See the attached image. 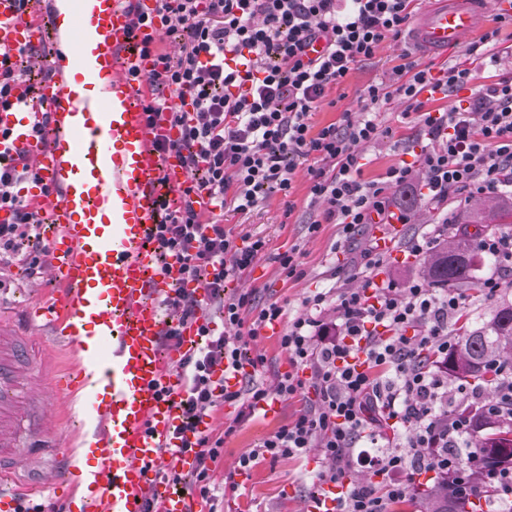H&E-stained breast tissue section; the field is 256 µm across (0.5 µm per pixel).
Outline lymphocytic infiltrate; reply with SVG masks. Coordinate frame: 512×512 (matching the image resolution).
Instances as JSON below:
<instances>
[{
    "label": "lymphocytic infiltrate",
    "mask_w": 512,
    "mask_h": 512,
    "mask_svg": "<svg viewBox=\"0 0 512 512\" xmlns=\"http://www.w3.org/2000/svg\"><path fill=\"white\" fill-rule=\"evenodd\" d=\"M412 0H125L131 32L139 52L153 58L145 110L165 116L180 130L178 141L155 140L161 156L177 153L193 176L179 190L177 209L162 208L153 230L160 275L179 270L200 283L206 301L184 288L164 295L170 313L160 340L179 344L183 326L196 325L199 346L175 364L181 379L178 407L182 422L172 438L173 450L194 457V487L202 501H213L212 467L224 438L203 428V417L220 403L238 406V420L252 417L269 397L291 398L313 389L317 403L239 456L238 470L257 459L273 461L306 455L319 448L327 466L320 484H337L333 512H387L390 503L408 496V471L423 463L468 483L448 448L468 449L469 420L447 414L452 397L434 366L451 347L449 321L464 305L457 290L440 291L417 280L399 288L377 283L385 254L369 247L360 256L362 284L338 286L332 295L315 294L304 309L286 317L283 306L255 302L252 290L230 289L267 247L265 238L236 239L223 226L224 207L247 214L272 193L291 195L297 161L314 157L308 167L309 207L316 217L309 232L335 224L350 238L375 217L390 216L391 192L411 185L423 172L431 204L447 209L449 196L467 199L512 188V78L503 77L472 94L468 105L453 98L473 80L470 68L453 65L440 75L419 67L405 48ZM172 39L175 51L161 39ZM403 44L402 63L391 83L373 84L363 94L360 119L344 117L312 131L309 118L320 109L327 90L339 84L351 66L372 58L383 41ZM315 42L323 49L310 56ZM48 47H0V108L13 107L12 90L25 81L26 63L47 64ZM451 98L448 108L431 112L422 92ZM400 97L403 118L425 131L420 167L391 168L385 180L361 181L362 147L391 139L380 117V102ZM38 177L27 158L0 163V208L10 209V223H0V261L24 263L30 274L43 273L48 249L31 250L41 219L21 198L20 182ZM208 208H200V197ZM480 251L495 260L497 275L481 289L496 295L512 286V237L489 235ZM336 318L326 320L325 307ZM224 322L215 333L212 317ZM287 321L280 342L292 363L309 369V379L289 374L274 388L255 384L246 341L273 322ZM222 373L240 376L242 385L218 384ZM391 423L397 434L385 438ZM369 440L378 452L363 458L368 480L349 479L358 441Z\"/></svg>",
    "instance_id": "lymphocytic-infiltrate-1"
}]
</instances>
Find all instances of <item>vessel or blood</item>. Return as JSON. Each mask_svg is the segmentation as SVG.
<instances>
[{
    "label": "vessel or blood",
    "instance_id": "vessel-or-blood-1",
    "mask_svg": "<svg viewBox=\"0 0 512 512\" xmlns=\"http://www.w3.org/2000/svg\"><path fill=\"white\" fill-rule=\"evenodd\" d=\"M486 0H445L417 16L413 42L451 51L476 31ZM94 27L102 34L93 57L79 46L60 52L54 68L110 74L99 97L82 99L53 77L37 90L15 85L17 107L0 109V158L23 155L34 161L39 178L25 199L31 209H49L57 228L49 246L59 284L54 302L32 308L46 318L55 335L80 355L78 368L64 380L42 372L56 392H83L86 409L103 426L93 445L99 452L83 512H145L154 497L159 512H201L199 501L172 492L159 470L162 452L180 423V386L172 363L192 351L195 328L182 332L179 347L163 349V322L157 298L170 292L172 278L156 271L150 234L160 219L162 195L189 182L177 154L158 155L155 138L178 140L180 132L164 120L149 123L143 92L126 75L136 68L148 76L151 59L141 57L130 18L119 0H98L92 12L77 9L74 28ZM48 37L42 19L20 13L15 0H0V45L37 47ZM86 220L73 222L75 210ZM111 211V223L95 217ZM100 328L99 347L83 355L78 326ZM29 339L16 334L0 343V477L17 460L20 435L38 404L21 391V363ZM103 391L90 388V379Z\"/></svg>",
    "mask_w": 512,
    "mask_h": 512
}]
</instances>
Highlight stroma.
Returning a JSON list of instances; mask_svg holds the SVG:
<instances>
[{"mask_svg":"<svg viewBox=\"0 0 512 512\" xmlns=\"http://www.w3.org/2000/svg\"><path fill=\"white\" fill-rule=\"evenodd\" d=\"M412 52L421 67L435 73L451 65L473 67L476 75L474 83L478 86L496 81L503 73L502 68L491 64L472 62L460 47L443 52L416 45ZM400 53V47L386 41L373 58L353 64L344 81L330 89L329 105L313 114L311 123L314 128L341 122L343 113H359L360 97L365 89L392 78L394 69L401 63ZM404 108V103L396 98L381 106V116L392 127L394 138L364 149L362 180L384 179L387 171L394 166H417L423 132L419 126L402 119ZM308 165V160H299L291 197L279 193L270 195L247 215L233 212L229 208L224 211V227L233 236L257 235L265 237L267 241L265 255L244 273L239 282L240 287L254 290L257 303L275 302L284 305L291 316L301 312L305 297L328 291L336 282L346 280L351 286H358L360 276L349 261L356 258L363 248L378 241L380 234L386 230L385 225L372 224L364 227L355 240L346 242L341 240L333 224L321 225L318 232L309 233L311 213L308 209ZM425 193L426 188L419 180L412 185L393 189L392 210L407 211L410 221L398 232L393 246L386 248V262L378 274L379 280L391 281L400 287L416 280L418 258L411 251V241L416 236L434 231L445 216L455 217L466 209L465 204L454 202L449 205L447 212H440L426 201ZM292 248L296 249L304 271L303 277L298 279L285 277L274 260L276 254ZM56 288L51 273L46 272L33 278L22 263L0 265V302L15 308L19 330L27 328L25 313L28 307L48 303ZM247 349L251 355H259L264 359L259 379L265 386H272L288 374L303 379L309 376L308 369L290 362L279 339L263 334L249 341ZM32 392L35 398L47 404L44 422L49 428V435L42 438V446L49 448L60 444L71 451L79 448L88 433L67 424L68 419L80 414L79 408L75 406L76 395L52 396L37 384L33 385ZM315 400L311 392L296 396L281 402L271 414H258L240 423L235 420L237 406L222 404L211 412L207 419L211 429L224 432L226 423L236 425L232 434H226L224 455L213 473L216 487L223 490L214 502L216 512H302L305 502L314 492L309 476L323 467L317 451H310L299 459L258 462L249 471L242 473L243 483L235 488L226 486L225 479L233 472L242 453L292 422Z\"/></svg>","mask_w":512,"mask_h":512,"instance_id":"1","label":"stroma"}]
</instances>
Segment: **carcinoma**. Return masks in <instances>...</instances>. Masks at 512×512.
<instances>
[{"mask_svg":"<svg viewBox=\"0 0 512 512\" xmlns=\"http://www.w3.org/2000/svg\"><path fill=\"white\" fill-rule=\"evenodd\" d=\"M511 219L510 192L469 209L468 214L460 217L455 232L441 238L436 249L421 259L420 277L438 289L473 285L479 235L490 227H509ZM452 335L456 346L441 365L448 382L465 386L472 384L487 393L493 391L496 386L494 366L512 363V303L500 302L490 319L476 328L468 314H460ZM473 422L470 440L478 463L472 471V478L477 480L483 470L503 463L512 464V445L507 448L496 446L494 440L483 433L484 419L475 415ZM452 485V476L445 474L439 476L430 489L415 491V496L421 499V512H463L468 497L453 496Z\"/></svg>","mask_w":512,"mask_h":512,"instance_id":"carcinoma-1","label":"carcinoma"}]
</instances>
